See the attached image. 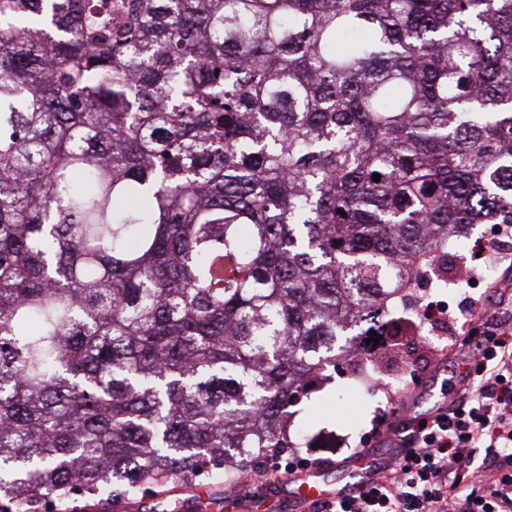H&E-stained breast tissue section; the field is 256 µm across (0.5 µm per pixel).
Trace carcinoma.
Listing matches in <instances>:
<instances>
[{"label": "carcinoma", "mask_w": 512, "mask_h": 512, "mask_svg": "<svg viewBox=\"0 0 512 512\" xmlns=\"http://www.w3.org/2000/svg\"><path fill=\"white\" fill-rule=\"evenodd\" d=\"M474 224H512V0H0V512L294 447Z\"/></svg>", "instance_id": "cac0c4a2"}]
</instances>
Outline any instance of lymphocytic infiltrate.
Instances as JSON below:
<instances>
[{
    "label": "lymphocytic infiltrate",
    "mask_w": 512,
    "mask_h": 512,
    "mask_svg": "<svg viewBox=\"0 0 512 512\" xmlns=\"http://www.w3.org/2000/svg\"><path fill=\"white\" fill-rule=\"evenodd\" d=\"M476 321L441 399L388 429L385 460L354 449L357 480L306 512H512V312L490 298Z\"/></svg>",
    "instance_id": "obj_1"
}]
</instances>
